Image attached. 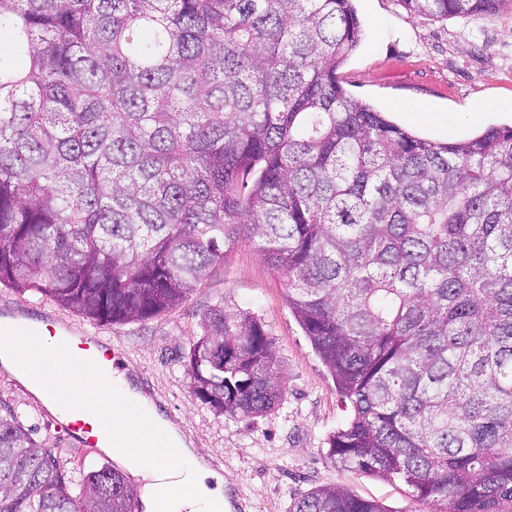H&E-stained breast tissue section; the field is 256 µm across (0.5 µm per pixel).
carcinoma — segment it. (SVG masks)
Segmentation results:
<instances>
[{"instance_id": "1", "label": "carcinoma", "mask_w": 512, "mask_h": 512, "mask_svg": "<svg viewBox=\"0 0 512 512\" xmlns=\"http://www.w3.org/2000/svg\"><path fill=\"white\" fill-rule=\"evenodd\" d=\"M354 0H0V285L101 326L187 302L247 241L349 420L340 467L428 512H512V126L439 143L339 84ZM485 19L512 0H402ZM183 356L194 399L250 418L285 381L224 301ZM0 414V512H134ZM292 512H390L338 486Z\"/></svg>"}]
</instances>
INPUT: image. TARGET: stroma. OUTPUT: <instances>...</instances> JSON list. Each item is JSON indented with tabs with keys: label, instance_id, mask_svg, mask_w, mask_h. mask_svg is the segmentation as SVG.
Segmentation results:
<instances>
[{
	"label": "stroma",
	"instance_id": "obj_1",
	"mask_svg": "<svg viewBox=\"0 0 512 512\" xmlns=\"http://www.w3.org/2000/svg\"><path fill=\"white\" fill-rule=\"evenodd\" d=\"M363 36L338 69L353 97L414 133L440 142L468 139L491 125L512 124V8L486 19L420 16L402 0H355ZM451 115L450 128L412 119L415 107ZM479 120H472V113ZM285 278L274 274L248 244L228 253L224 265L191 299L155 319L123 326L92 327L82 315L57 303L24 297L0 287V316L27 317L38 308L70 335L96 329L127 359V369L151 382L153 401L164 404L189 447L224 477V494L244 512H290L313 488L337 484L382 503L391 512H422L398 480L385 481L334 465L327 439L347 410L333 379L286 302ZM227 312L258 317L273 339L286 378L285 396L273 411L229 420L195 402L179 359L198 334L202 312L216 301ZM0 403L55 448L66 468H99L111 454L91 452L70 438L10 372L0 369Z\"/></svg>",
	"mask_w": 512,
	"mask_h": 512
}]
</instances>
